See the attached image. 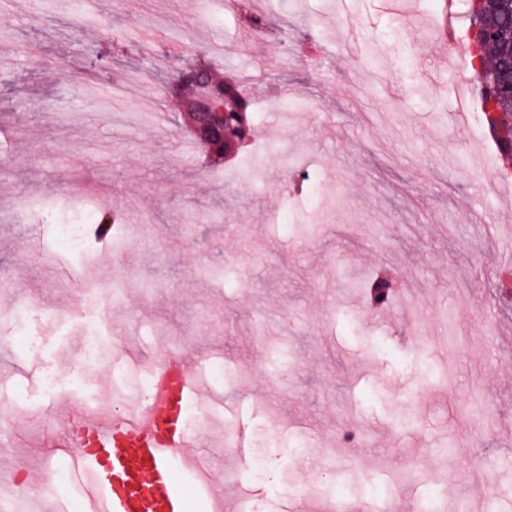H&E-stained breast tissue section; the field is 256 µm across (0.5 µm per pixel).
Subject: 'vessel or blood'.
<instances>
[{
  "label": "vessel or blood",
  "mask_w": 512,
  "mask_h": 512,
  "mask_svg": "<svg viewBox=\"0 0 512 512\" xmlns=\"http://www.w3.org/2000/svg\"><path fill=\"white\" fill-rule=\"evenodd\" d=\"M151 386L140 404L81 414L62 442L81 482L90 512H186L176 470L190 473L212 512H223L199 452L201 437L182 414L199 394L187 362L157 356L148 366Z\"/></svg>",
  "instance_id": "b4317fda"
}]
</instances>
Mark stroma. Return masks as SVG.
I'll list each match as a JSON object with an SVG mask.
<instances>
[{
    "instance_id": "1",
    "label": "stroma",
    "mask_w": 512,
    "mask_h": 512,
    "mask_svg": "<svg viewBox=\"0 0 512 512\" xmlns=\"http://www.w3.org/2000/svg\"><path fill=\"white\" fill-rule=\"evenodd\" d=\"M389 8L0 9V379L32 371L0 403V458L33 472L0 512L83 503L59 425L140 401L136 360L187 351L204 396L189 423L214 478L267 461L238 488L245 512H418L430 483L440 512H512V164L484 117L455 122L440 57L469 56L465 27L447 46L423 0ZM188 39L255 97L250 153L208 172L174 94L196 68L174 50ZM84 206L118 216V235L52 256L55 222ZM89 333L99 357L77 363Z\"/></svg>"
}]
</instances>
